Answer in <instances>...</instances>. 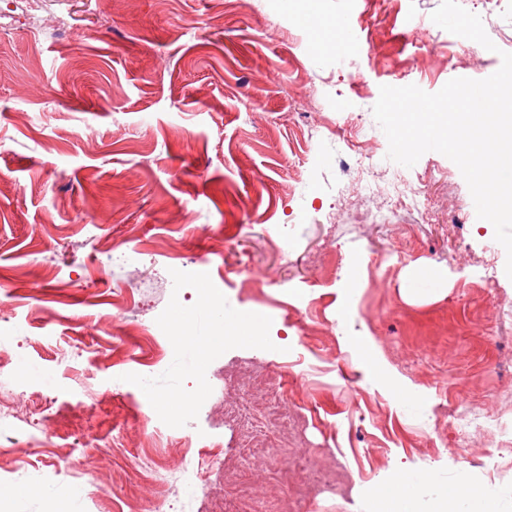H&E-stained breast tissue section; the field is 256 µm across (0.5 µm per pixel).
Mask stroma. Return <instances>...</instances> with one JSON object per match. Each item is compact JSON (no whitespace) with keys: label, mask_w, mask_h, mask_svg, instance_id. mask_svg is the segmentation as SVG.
<instances>
[{"label":"stroma","mask_w":512,"mask_h":512,"mask_svg":"<svg viewBox=\"0 0 512 512\" xmlns=\"http://www.w3.org/2000/svg\"><path fill=\"white\" fill-rule=\"evenodd\" d=\"M461 3L497 52L458 54L430 18L440 0H321L306 15L290 0H0V329L14 331L0 397L49 379L25 420L0 417L10 512H44L60 489L68 512H150L148 460L184 512H217L247 485L248 512H387L400 472L512 496V468L492 481L449 454L512 459L506 252L456 164L388 160L372 113L380 86L433 93L498 70L512 0ZM348 142L370 157L371 200L339 198ZM396 174L425 210L389 207ZM108 242L151 278L110 262ZM184 265L229 316L267 328L225 338L190 442L161 433L193 384L186 354L148 334ZM242 398L269 445L260 460L223 414ZM282 400L289 419L267 422ZM473 417L496 436L471 432ZM295 450L337 470L335 487L298 495Z\"/></svg>","instance_id":"1"}]
</instances>
